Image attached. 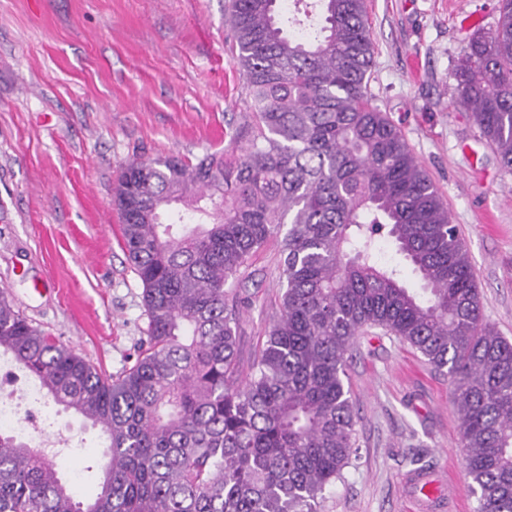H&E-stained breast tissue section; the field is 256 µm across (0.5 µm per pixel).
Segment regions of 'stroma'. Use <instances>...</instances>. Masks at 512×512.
Masks as SVG:
<instances>
[{"instance_id": "1", "label": "stroma", "mask_w": 512, "mask_h": 512, "mask_svg": "<svg viewBox=\"0 0 512 512\" xmlns=\"http://www.w3.org/2000/svg\"><path fill=\"white\" fill-rule=\"evenodd\" d=\"M228 0H0V289L44 334L105 375L147 336L143 286L113 204L133 158L222 151L252 121L224 23ZM368 89L440 190L469 254L486 322L512 341V173L460 103L452 77L497 0H367ZM281 251L242 276L240 348L278 314ZM357 455L318 512H411L416 465L455 476L444 512H476L447 376L381 330L348 367ZM39 425L71 435L70 475L96 493L105 438L55 403Z\"/></svg>"}]
</instances>
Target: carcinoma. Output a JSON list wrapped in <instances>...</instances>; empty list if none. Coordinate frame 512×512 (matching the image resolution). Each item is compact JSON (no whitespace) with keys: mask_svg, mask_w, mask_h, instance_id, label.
I'll return each mask as SVG.
<instances>
[{"mask_svg":"<svg viewBox=\"0 0 512 512\" xmlns=\"http://www.w3.org/2000/svg\"><path fill=\"white\" fill-rule=\"evenodd\" d=\"M230 0L249 139L196 162L135 158L118 177L123 248L143 285L147 347L111 378L34 327L0 290V350L100 427L94 497L0 430V512H317L352 464L347 362L380 327L448 376L478 512H512V342L482 317L468 253L399 127L368 91L366 0ZM454 69L461 103L512 173V0ZM182 206L187 223L170 211ZM282 237L279 316L241 363L239 275ZM387 240L419 274L379 257Z\"/></svg>","mask_w":512,"mask_h":512,"instance_id":"1","label":"carcinoma"}]
</instances>
